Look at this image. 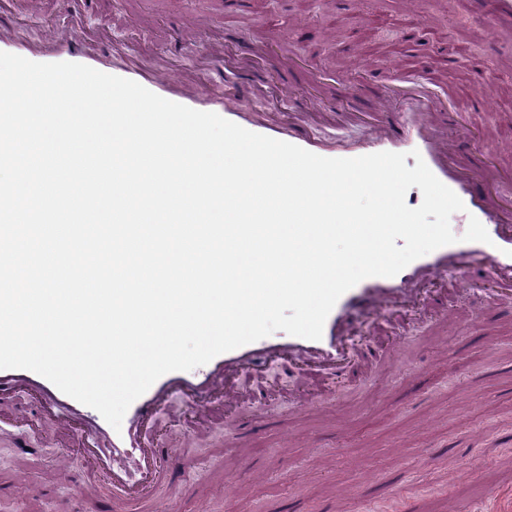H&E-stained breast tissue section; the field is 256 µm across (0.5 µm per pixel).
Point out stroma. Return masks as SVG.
Returning a JSON list of instances; mask_svg holds the SVG:
<instances>
[{"instance_id": "stroma-1", "label": "stroma", "mask_w": 512, "mask_h": 512, "mask_svg": "<svg viewBox=\"0 0 512 512\" xmlns=\"http://www.w3.org/2000/svg\"><path fill=\"white\" fill-rule=\"evenodd\" d=\"M84 25L186 87L213 53L238 58L249 120L339 151L376 136L378 96L402 112L431 91L447 137L454 111L485 129L459 161L496 164L512 190V37L473 0H98ZM68 32L59 0L0 8V37L32 50ZM355 345L337 376L297 361L240 378L201 412L170 397L145 437L172 476L125 512H480L493 487L512 501V290L457 274L424 284L411 313L370 322ZM73 422L27 389L0 401V512H108L109 485L82 453L102 442H67Z\"/></svg>"}]
</instances>
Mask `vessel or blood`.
Listing matches in <instances>:
<instances>
[{"label":"vessel or blood","instance_id":"obj_1","mask_svg":"<svg viewBox=\"0 0 512 512\" xmlns=\"http://www.w3.org/2000/svg\"><path fill=\"white\" fill-rule=\"evenodd\" d=\"M486 17L494 25L512 26V0H480ZM55 61L93 65V58L84 49L82 36H75L65 52L55 54ZM116 76L133 80L151 92L171 96L168 80L162 75L145 76L137 68L116 69ZM232 92L226 93L219 108L221 117L237 123V94L245 83L231 76ZM418 151L433 174L463 201L468 214L474 215L486 228L489 242L454 243L434 250L407 265L392 277H370L345 292L328 315L321 339L309 340L291 335L265 337L256 342L222 353L199 367L196 375L186 377L174 371L161 376L126 411L120 430H109L110 446L136 457L152 483H160L165 474L157 467V449L145 446L141 428L156 420L166 393L180 389L184 398L198 406L206 405L218 395L227 393L236 376L261 373L271 365L293 357L311 359L338 371L351 359L352 320L357 314L381 315L399 308L412 307L419 283L454 272L458 264L470 265L473 275L512 279V209L503 206L502 199L486 191L480 179L457 170L454 157L434 143L429 130L417 129L410 120L394 122L387 137L365 145L363 154L382 151L408 153ZM34 381L51 395L52 403H69L70 398L41 375L26 369L0 370V399L12 395L14 387Z\"/></svg>","mask_w":512,"mask_h":512}]
</instances>
